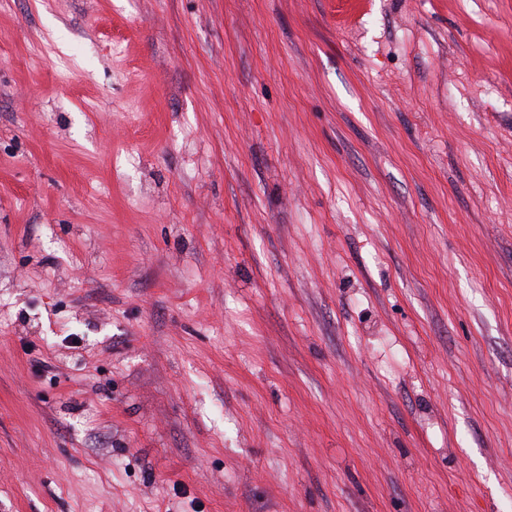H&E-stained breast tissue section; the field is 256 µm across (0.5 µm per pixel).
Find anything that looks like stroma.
<instances>
[{"mask_svg":"<svg viewBox=\"0 0 512 512\" xmlns=\"http://www.w3.org/2000/svg\"><path fill=\"white\" fill-rule=\"evenodd\" d=\"M0 512H512V0H0Z\"/></svg>","mask_w":512,"mask_h":512,"instance_id":"1","label":"stroma"}]
</instances>
